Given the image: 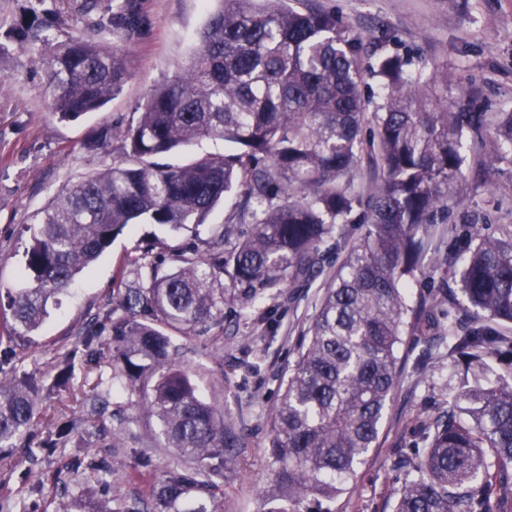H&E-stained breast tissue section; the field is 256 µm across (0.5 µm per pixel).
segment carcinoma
<instances>
[{
	"instance_id": "obj_1",
	"label": "carcinoma",
	"mask_w": 512,
	"mask_h": 512,
	"mask_svg": "<svg viewBox=\"0 0 512 512\" xmlns=\"http://www.w3.org/2000/svg\"><path fill=\"white\" fill-rule=\"evenodd\" d=\"M28 2L6 39L37 54L51 109L68 119L105 106L130 78L125 56L69 20L77 14L131 39L140 27L135 0L108 5L98 20L101 0H54L56 35L43 23L46 0ZM217 2L190 62L148 92L135 123L102 131L120 134L130 162L75 182L34 215L31 283L11 294L13 322L0 343L29 339L55 297L125 228L157 224L187 235L169 269L159 239L138 245L141 284L102 308L76 348L91 359L101 336L110 337L118 376L146 392L141 410L181 458L159 480L153 512H218L223 492L211 475L233 458L236 440L175 367L168 330L192 336L223 321L227 295L247 309L268 289L316 278L345 249L346 226L367 223L301 339L266 448L275 470L260 512H333L379 443L404 328L430 326L433 302L410 305L403 284L448 212L464 128L478 133L482 120L448 103L444 68L416 69L398 51L369 52L333 12H298L286 0ZM368 75L378 84L372 110L363 93ZM369 121L384 179L364 199L351 175ZM493 126L496 157L512 158V110L496 113ZM202 138L235 150L181 166L156 162ZM236 190L251 203V222L201 237L211 210ZM460 232L469 247L459 284L473 321L448 325V359L482 375L448 390V411L420 424L425 448L394 512H512V375L491 365L495 355H512V336L491 326L512 324V230L495 236L465 224ZM43 388L34 375L0 387V448L16 447L31 428ZM84 429V418L74 417L48 445Z\"/></svg>"
}]
</instances>
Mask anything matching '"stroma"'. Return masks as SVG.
I'll return each mask as SVG.
<instances>
[{"instance_id":"obj_1","label":"stroma","mask_w":512,"mask_h":512,"mask_svg":"<svg viewBox=\"0 0 512 512\" xmlns=\"http://www.w3.org/2000/svg\"><path fill=\"white\" fill-rule=\"evenodd\" d=\"M143 20L138 37L104 31L120 48L130 77L101 110L64 120L44 97V72L36 57L9 44L0 53V326L10 321V290L28 280L24 252L31 242L30 218L51 198L81 177L125 160L118 137L99 140L114 123L130 124L136 108L155 85L171 79L186 64L209 12L203 0H138ZM299 12L325 8L371 48L387 45L409 54L414 66L448 69V100L469 104L486 115L512 106V0H288ZM97 148H90V141ZM491 136L462 138L465 158L448 221L433 227L421 271L406 286L411 298L437 299L438 326L432 336H404L402 370L384 415L379 445L368 453L357 478L337 498L335 512H392L405 461L424 447L418 426L447 410V392L463 372L448 358V324L470 320L469 305L450 258L465 253L468 242L455 234L477 222L488 232L512 226V162L495 159ZM156 237L166 251L182 238L154 224L125 230L68 291L50 305L32 343L15 344L11 361L0 363V383L34 373L52 382L61 356L73 349L90 320L118 299L132 281L129 261L137 243ZM334 276L332 268L308 286L267 291L252 308L224 305V320L198 336L174 335L180 348L176 366L186 373L204 401L223 414L238 438L233 463L220 481L221 512H257L273 483L265 448L271 413L283 389L300 338L315 315L319 298ZM111 389L108 407L97 398ZM141 392L114 377L113 353L102 345L98 362L77 361L66 389L43 398L40 418L31 427V447L0 451V512H80L92 502L104 512H151L154 489L163 471L175 466V449L163 447L159 427L139 409ZM72 415L86 420L82 444L43 447L48 420ZM120 429V438L99 432L100 421ZM149 466H142V457ZM102 462L106 471L95 470Z\"/></svg>"}]
</instances>
